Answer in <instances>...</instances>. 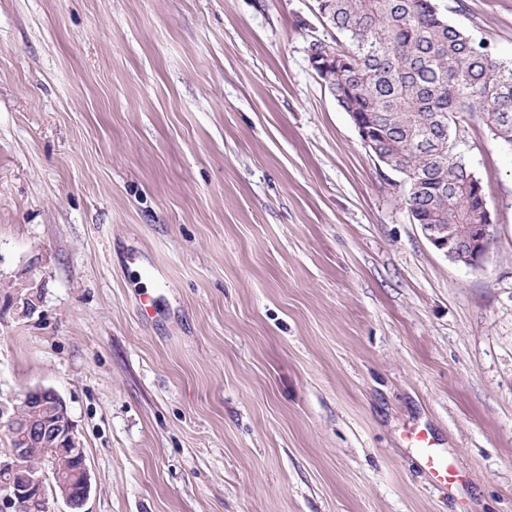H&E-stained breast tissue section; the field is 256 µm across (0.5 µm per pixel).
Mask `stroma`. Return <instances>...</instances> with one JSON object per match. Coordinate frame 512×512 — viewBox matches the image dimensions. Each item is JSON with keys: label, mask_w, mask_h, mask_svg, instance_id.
Masks as SVG:
<instances>
[{"label": "stroma", "mask_w": 512, "mask_h": 512, "mask_svg": "<svg viewBox=\"0 0 512 512\" xmlns=\"http://www.w3.org/2000/svg\"><path fill=\"white\" fill-rule=\"evenodd\" d=\"M438 4L512 61V0ZM313 5L0 0V299L37 298L0 396L66 401L82 512H512V153L465 117L494 244L451 262L311 68ZM413 440L421 451L424 467L433 485L436 488L451 486L455 482V470L448 463V457L440 449L432 447L419 432L414 435Z\"/></svg>", "instance_id": "stroma-1"}]
</instances>
